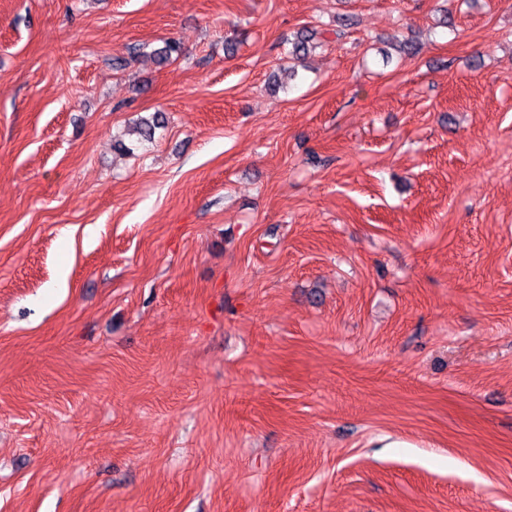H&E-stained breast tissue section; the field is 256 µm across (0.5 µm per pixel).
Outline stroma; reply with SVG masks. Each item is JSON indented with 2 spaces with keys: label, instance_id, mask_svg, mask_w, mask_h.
<instances>
[{
  "label": "stroma",
  "instance_id": "35a3bbf8",
  "mask_svg": "<svg viewBox=\"0 0 512 512\" xmlns=\"http://www.w3.org/2000/svg\"><path fill=\"white\" fill-rule=\"evenodd\" d=\"M0 512H512V0H0Z\"/></svg>",
  "mask_w": 512,
  "mask_h": 512
}]
</instances>
